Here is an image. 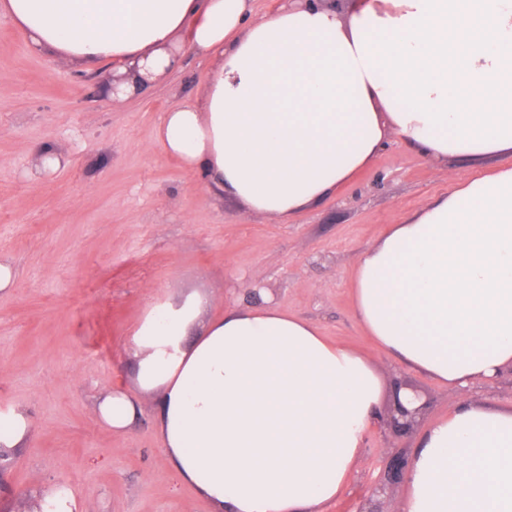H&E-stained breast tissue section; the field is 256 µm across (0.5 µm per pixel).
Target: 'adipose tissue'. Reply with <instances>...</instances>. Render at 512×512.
I'll list each match as a JSON object with an SVG mask.
<instances>
[{
	"mask_svg": "<svg viewBox=\"0 0 512 512\" xmlns=\"http://www.w3.org/2000/svg\"><path fill=\"white\" fill-rule=\"evenodd\" d=\"M32 50L106 63L125 101L213 60L155 141L203 186L285 223L367 167L389 135L437 159L512 157V0H0ZM191 292L147 309L131 385L98 418L157 434L211 512H323L363 458L385 381L365 356L270 305L204 318ZM354 316L397 364L465 394L512 374V164L451 184L356 262ZM401 512H512V407L464 401L421 423Z\"/></svg>",
	"mask_w": 512,
	"mask_h": 512,
	"instance_id": "ef3b65f1",
	"label": "adipose tissue"
}]
</instances>
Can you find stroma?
Segmentation results:
<instances>
[{
  "mask_svg": "<svg viewBox=\"0 0 512 512\" xmlns=\"http://www.w3.org/2000/svg\"><path fill=\"white\" fill-rule=\"evenodd\" d=\"M183 70L115 105L31 50L0 16V260L16 281L0 293V411L27 410L33 435L0 457V512H23L33 491L66 486L76 512H210L168 464L143 402L131 431L113 434L99 393L128 381L130 335L154 297L199 290L207 316L266 298L314 322L328 340L373 361L447 415L457 393L389 366L353 314L356 259L470 168L389 137L368 167L321 202L277 224L236 200L213 198L200 177L153 142L163 112L194 100L211 60L184 47ZM65 164L35 175L37 150ZM413 447L381 425L327 512H356L380 476L386 448Z\"/></svg>",
  "mask_w": 512,
  "mask_h": 512,
  "instance_id": "1",
  "label": "stroma"
}]
</instances>
